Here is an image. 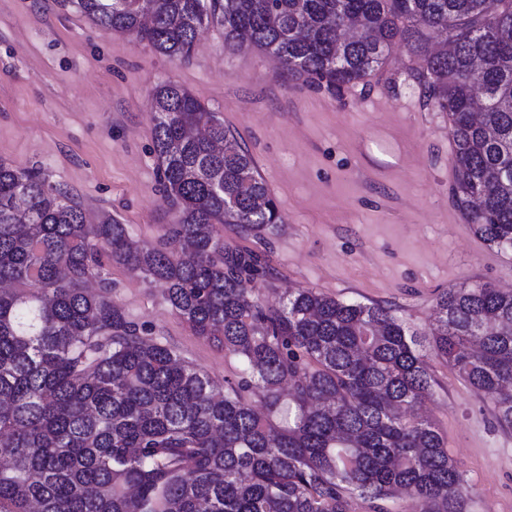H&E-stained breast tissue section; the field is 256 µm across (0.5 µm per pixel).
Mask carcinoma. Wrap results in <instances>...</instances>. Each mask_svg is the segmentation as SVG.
Listing matches in <instances>:
<instances>
[{
	"label": "carcinoma",
	"instance_id": "1",
	"mask_svg": "<svg viewBox=\"0 0 512 512\" xmlns=\"http://www.w3.org/2000/svg\"><path fill=\"white\" fill-rule=\"evenodd\" d=\"M108 35L185 60L199 32L277 58L338 92L398 44L422 104L448 114L451 196L512 256V4L505 0H61ZM157 175L175 217L156 245L87 222L41 169L0 162V512H373L398 490L466 512V480L436 426L426 352L512 426V292H440L427 344L395 310L314 288L275 301L266 256L213 232L281 222L248 150L183 85L152 91ZM165 287L194 333L238 356L258 413L112 304L109 265Z\"/></svg>",
	"mask_w": 512,
	"mask_h": 512
}]
</instances>
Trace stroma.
Wrapping results in <instances>:
<instances>
[{"instance_id": "stroma-1", "label": "stroma", "mask_w": 512, "mask_h": 512, "mask_svg": "<svg viewBox=\"0 0 512 512\" xmlns=\"http://www.w3.org/2000/svg\"><path fill=\"white\" fill-rule=\"evenodd\" d=\"M394 60L366 84L335 93L288 80L271 56L230 50L224 29L199 34L189 60L105 34L58 0H0V160L41 166L90 219L109 214L130 236L157 243L174 208L152 153L150 93L175 81L218 112L246 146L284 222L263 239L226 241L266 254L277 270L265 294L310 287L346 302L396 310L420 339L443 290L512 284V256L477 238L449 196L453 144L445 113ZM112 298L150 337L220 386L243 365L197 336L164 287L112 269ZM433 393L422 412L464 473L468 512H512V428L490 399L445 360L430 358Z\"/></svg>"}]
</instances>
